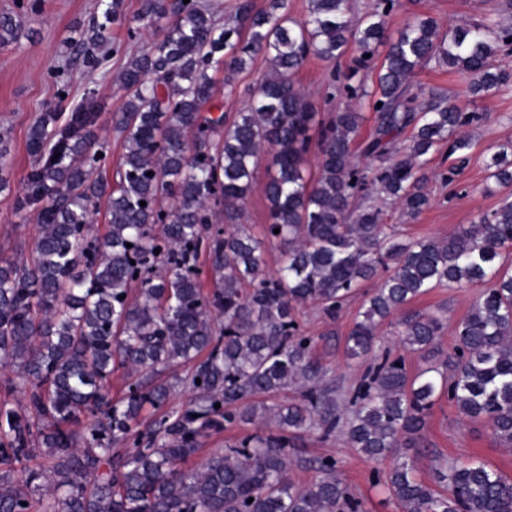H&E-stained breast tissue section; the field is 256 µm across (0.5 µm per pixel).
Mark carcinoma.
I'll use <instances>...</instances> for the list:
<instances>
[{"instance_id":"obj_1","label":"carcinoma","mask_w":512,"mask_h":512,"mask_svg":"<svg viewBox=\"0 0 512 512\" xmlns=\"http://www.w3.org/2000/svg\"><path fill=\"white\" fill-rule=\"evenodd\" d=\"M399 6L376 0L356 16L353 0H309L296 20L291 0L261 10L237 0L226 23L202 0H141L128 37L152 28L162 35L121 70L125 102L112 130L123 154L113 181L102 176L107 147L91 146L94 99L63 127L54 113L30 127L35 165L22 204L37 206L40 235L25 261L0 258V369L17 374L4 380L0 400V512H363L331 456L310 460L316 482L292 479L297 440L312 432L323 440L342 432L366 457L390 458L372 481L402 512H512V478L491 465L438 459L427 481L407 452L420 447L441 397L512 444V269L503 264L512 201L443 239L412 241L388 230L372 201L384 193L417 217L430 204L433 152L446 143L448 154L465 158L471 142L455 132L484 119L443 98L420 103L425 90L409 77L433 64L468 75L472 95H489L512 78L492 64L512 47V26L491 20L442 34L416 16L392 37ZM123 7L106 0L79 30L73 46L89 66L101 65L93 48L112 41ZM19 32L18 20L0 17V43ZM351 47L349 71L331 74L322 97L370 99L364 167L353 160L361 113L347 105L322 115L295 82L307 56L334 63ZM257 55L269 76L247 90L241 111L213 116V73L224 71L232 91ZM361 69L376 71L373 89L352 83ZM261 167L268 223L255 236L240 223L241 204ZM488 167L498 184H512L507 150ZM102 200L108 227L99 237L91 224ZM274 243L280 262L269 272ZM202 255L209 293L199 280ZM366 282L373 289L345 345L371 364L340 395L295 311L309 303L334 319ZM463 283L486 288L458 324L446 362L430 364L443 329L430 313L397 322L401 344L425 369L411 373L388 351L372 355L383 321L433 288ZM186 365L176 381L191 397L176 407L161 375ZM120 370L130 382L115 399ZM289 388L299 398L276 399ZM17 391L23 401L14 405L7 396ZM256 396L271 404H251ZM258 412L276 431L185 466L202 438Z\"/></svg>"}]
</instances>
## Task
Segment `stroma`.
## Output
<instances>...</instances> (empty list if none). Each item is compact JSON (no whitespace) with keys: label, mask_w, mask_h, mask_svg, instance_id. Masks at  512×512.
Listing matches in <instances>:
<instances>
[{"label":"stroma","mask_w":512,"mask_h":512,"mask_svg":"<svg viewBox=\"0 0 512 512\" xmlns=\"http://www.w3.org/2000/svg\"><path fill=\"white\" fill-rule=\"evenodd\" d=\"M18 0H0V15H18L25 34L18 42L0 44V131H7L11 146L8 158L11 189L0 192V257H29L40 234L34 208L19 209L17 201L26 189L27 175L34 162L27 150L29 128L43 113L54 112L67 118L71 109L87 98L97 102L98 117L94 132L108 141L110 166H117L122 148L112 132V115L123 104L125 92L116 75L125 57L138 53L152 39L144 33L141 40L128 42L126 31L140 8V0H125L124 14L112 27V41L97 51L103 66L88 70L76 53L65 46L76 23H88L101 11V0H43L37 14L19 13ZM502 0H400V8L388 24L397 30L414 15L432 17L441 30L479 24L498 18ZM122 43L121 54H113L114 43ZM349 58L336 63L308 56L296 75L298 88L314 105H322L321 89L328 72L347 70ZM64 72L70 82L66 102H59L53 71ZM263 56H256L250 67L236 77L235 90L225 89L223 73H216L215 102L224 111L236 112L247 100V89L256 87L269 73ZM413 84L442 93L465 112L484 113V122L466 127L471 141L469 159L452 184H444L440 174L456 164L447 150L435 152L427 168L426 190L429 206L414 219L403 215L398 203L378 196L386 223L395 225L402 239L440 238L477 223L482 215L496 210L504 197L512 195V185L503 187L488 177L486 163L499 145L512 142V83L482 98L468 95L462 74L425 67L412 79ZM457 165V164H456ZM481 291L477 285H456L432 289L413 303L416 311L437 312L444 317L439 345L443 353H452L459 322L469 313ZM355 308L344 309L336 319L324 317L315 307L299 306L296 317L305 333L314 341V353L337 386L348 387L359 381L367 367L362 359L349 358L344 341L355 321ZM428 451L451 461L478 458L512 477V447L503 446L486 423L466 420L447 399H439L423 436ZM296 454L302 463L291 475L299 483L318 480L307 459L331 455L339 463L340 473L351 493L362 499L365 512H400L383 487L373 485L370 473L373 461L351 448L344 435L321 440L304 435Z\"/></svg>","instance_id":"35a3bbf8"}]
</instances>
